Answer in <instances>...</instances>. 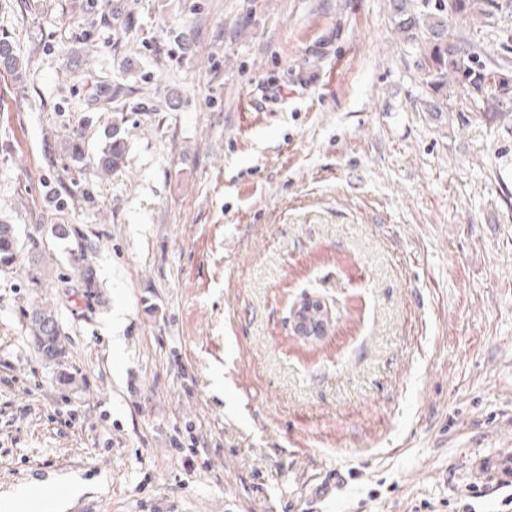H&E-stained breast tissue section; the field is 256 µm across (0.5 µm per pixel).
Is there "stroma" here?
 <instances>
[{"mask_svg": "<svg viewBox=\"0 0 512 512\" xmlns=\"http://www.w3.org/2000/svg\"><path fill=\"white\" fill-rule=\"evenodd\" d=\"M2 36L1 498L512 512V118L436 110L392 0H0ZM307 299L321 336L294 331ZM123 135V117H118L107 132L105 145L93 163V169L100 178L107 177L124 166L125 141ZM12 225L0 224V268L13 266L18 259V245ZM55 229L56 234L62 238H66L71 234H74L77 246L73 257V260L77 265L75 269L80 278L82 287L86 288L85 293L91 292V289L97 288V285L92 265L88 261L89 247L87 240L69 224H59ZM28 319L38 350L50 360L65 357L66 344L61 338L55 312L52 309L35 307L29 312Z\"/></svg>", "mask_w": 512, "mask_h": 512, "instance_id": "stroma-1", "label": "stroma"}]
</instances>
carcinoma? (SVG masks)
<instances>
[{
	"instance_id": "1",
	"label": "carcinoma",
	"mask_w": 512,
	"mask_h": 512,
	"mask_svg": "<svg viewBox=\"0 0 512 512\" xmlns=\"http://www.w3.org/2000/svg\"><path fill=\"white\" fill-rule=\"evenodd\" d=\"M398 6L397 31L419 54V63L425 66L424 82L441 101L448 102L457 96L485 113L502 118L512 116V61L492 55L484 43L457 33L448 35V17L467 14L476 24L490 28L498 14L512 10V0H398ZM17 64L12 43L0 38V66L11 70ZM124 162L123 118L119 117L107 132L93 169L103 178L122 168ZM56 234L62 238L75 236L76 271L85 292H91L96 287V277L88 261L87 240L69 224L57 225ZM17 259L14 228L0 224V268L13 266ZM28 319L38 350L51 360L64 357L66 344L55 312L35 307Z\"/></svg>"
}]
</instances>
